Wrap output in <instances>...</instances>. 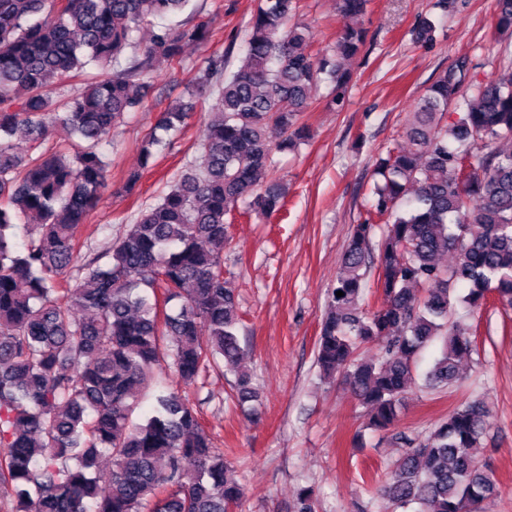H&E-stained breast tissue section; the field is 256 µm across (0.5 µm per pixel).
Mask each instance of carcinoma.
Wrapping results in <instances>:
<instances>
[{"label":"carcinoma","mask_w":512,"mask_h":512,"mask_svg":"<svg viewBox=\"0 0 512 512\" xmlns=\"http://www.w3.org/2000/svg\"><path fill=\"white\" fill-rule=\"evenodd\" d=\"M192 0H0V495L8 512H230L242 498L224 450L182 395L210 371L235 374V397L254 401L239 369L241 317L225 286L228 217L240 202L263 215L279 209L269 177L273 150L310 136L302 122L319 85L341 108L351 81L341 60L361 51L364 31L347 28L333 55L313 54L308 28L290 23L297 0H259L241 65L209 56L191 80L214 103L190 169L141 209L125 233L96 253L79 240L110 179L103 150L127 114L145 107L153 60L181 64L184 47L212 37L207 21H156ZM368 0H337L359 15ZM497 26L512 31V0H496ZM153 28L149 42L138 33ZM461 60L418 99L400 138L375 168L372 208L353 227L342 266L327 289L316 364L346 384L389 430L413 380L417 357L440 342L426 386L456 382L475 351L472 327L457 317L495 296L512 307V67L457 105ZM456 108V120L445 116ZM190 112L159 114L142 145L148 166L158 132ZM62 123L74 149L50 144ZM280 129L274 144L267 129ZM30 135L15 151L18 128ZM38 218L18 250L16 230ZM453 263L442 266L438 257ZM377 273L380 302L365 306ZM344 296H336V292ZM176 386L156 380L162 363ZM154 392L137 421L139 396ZM489 408L458 404L428 434H399L407 450L382 491L392 512H485L501 494L483 460ZM112 460L102 472L98 459ZM294 512H316L313 488Z\"/></svg>","instance_id":"1"}]
</instances>
